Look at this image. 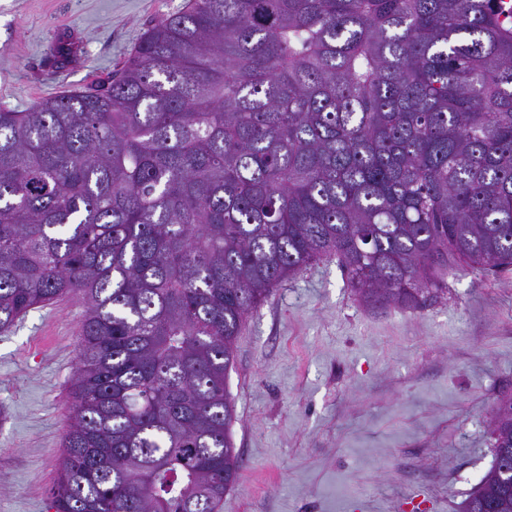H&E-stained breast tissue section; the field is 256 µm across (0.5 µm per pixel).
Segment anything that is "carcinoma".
Masks as SVG:
<instances>
[{
    "label": "carcinoma",
    "mask_w": 512,
    "mask_h": 512,
    "mask_svg": "<svg viewBox=\"0 0 512 512\" xmlns=\"http://www.w3.org/2000/svg\"><path fill=\"white\" fill-rule=\"evenodd\" d=\"M499 2L190 0L117 75L0 109V330L83 304L55 512H221L236 338L313 261L406 308L512 265ZM461 512H512L495 467Z\"/></svg>",
    "instance_id": "obj_1"
}]
</instances>
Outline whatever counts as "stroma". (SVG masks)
<instances>
[{"mask_svg": "<svg viewBox=\"0 0 512 512\" xmlns=\"http://www.w3.org/2000/svg\"><path fill=\"white\" fill-rule=\"evenodd\" d=\"M187 3L0 0V107L111 77ZM62 37L82 53L58 71ZM82 312L66 299L0 330V512H52ZM225 386L240 471L222 512H457L512 394V267L450 270L406 309L365 304L321 258L248 313Z\"/></svg>", "mask_w": 512, "mask_h": 512, "instance_id": "stroma-1", "label": "stroma"}]
</instances>
